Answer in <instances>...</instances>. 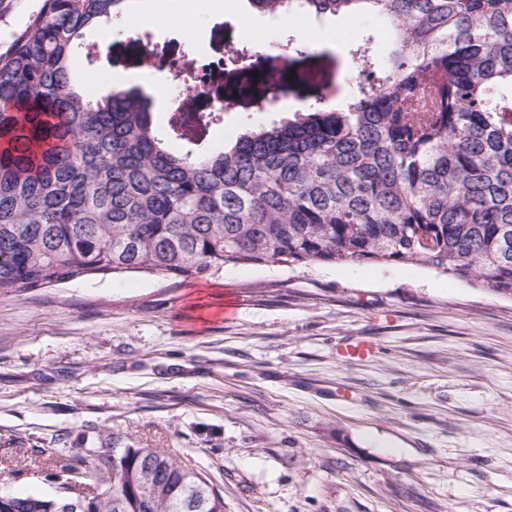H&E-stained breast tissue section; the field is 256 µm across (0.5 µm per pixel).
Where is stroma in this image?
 <instances>
[{
    "label": "stroma",
    "mask_w": 512,
    "mask_h": 512,
    "mask_svg": "<svg viewBox=\"0 0 512 512\" xmlns=\"http://www.w3.org/2000/svg\"><path fill=\"white\" fill-rule=\"evenodd\" d=\"M215 0L159 10L152 41L196 61L307 32ZM43 0H0V55ZM371 17L323 22L342 52ZM125 25L93 32V97L139 87ZM376 345L341 363L338 345ZM39 448H160L191 461L224 512H512V299L411 265L228 266L213 277L93 275L0 294V492L54 496Z\"/></svg>",
    "instance_id": "stroma-1"
}]
</instances>
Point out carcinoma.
Here are the masks:
<instances>
[{"mask_svg":"<svg viewBox=\"0 0 512 512\" xmlns=\"http://www.w3.org/2000/svg\"><path fill=\"white\" fill-rule=\"evenodd\" d=\"M127 0H44L0 56V293L108 273L215 276L240 264H412L512 298V0H249L319 19L372 13L349 48L367 79L333 106L312 47L290 38L294 118L228 148L197 143L221 103L185 97L164 122L137 88L94 99L73 71L86 34ZM239 63L227 105L262 110L269 81ZM183 148L175 150L171 143ZM55 478L96 490L89 512H224V498L157 448H39ZM154 472L140 491L143 463ZM21 512L51 498L16 496Z\"/></svg>","mask_w":512,"mask_h":512,"instance_id":"1","label":"carcinoma"}]
</instances>
